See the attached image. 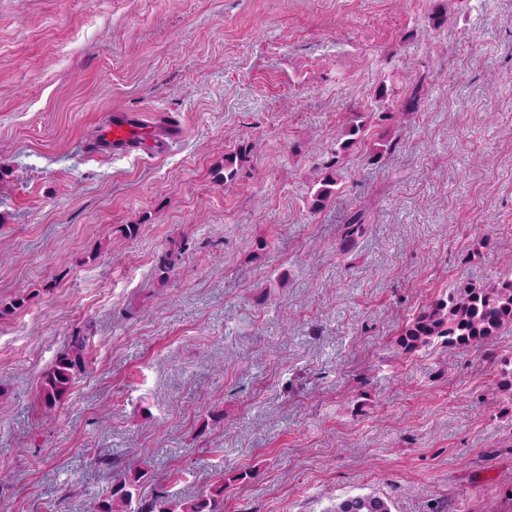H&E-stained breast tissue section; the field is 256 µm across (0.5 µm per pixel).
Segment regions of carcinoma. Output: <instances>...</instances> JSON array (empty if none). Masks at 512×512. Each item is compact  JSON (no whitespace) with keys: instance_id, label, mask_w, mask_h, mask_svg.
Here are the masks:
<instances>
[{"instance_id":"carcinoma-1","label":"carcinoma","mask_w":512,"mask_h":512,"mask_svg":"<svg viewBox=\"0 0 512 512\" xmlns=\"http://www.w3.org/2000/svg\"><path fill=\"white\" fill-rule=\"evenodd\" d=\"M392 141L381 135L371 140L365 125L352 123L336 139V149L316 182L310 195L312 211L322 210L337 194V165L354 151H362L368 160L377 163L390 149ZM243 154L224 157V172L218 180L232 183L239 175L238 162ZM360 215L351 216L342 227V243L350 248L363 233ZM512 323V278L489 285H457L432 299L406 324L399 338L401 347L415 351L438 340L449 346L471 345L495 335L502 326ZM89 337L76 336L56 357L40 384L45 408H53L70 390L74 378L86 368ZM143 475L136 472L116 473L107 495L89 503V512H220L223 487L202 494L191 501H180L164 491L151 496L141 494ZM326 512H391L387 500L374 495H358L342 499Z\"/></svg>"}]
</instances>
